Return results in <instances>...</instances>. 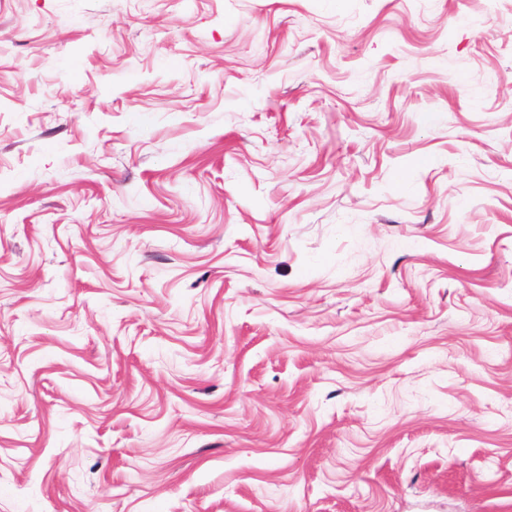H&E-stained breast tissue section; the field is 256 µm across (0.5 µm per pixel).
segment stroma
Segmentation results:
<instances>
[{
  "label": "stroma",
  "mask_w": 512,
  "mask_h": 512,
  "mask_svg": "<svg viewBox=\"0 0 512 512\" xmlns=\"http://www.w3.org/2000/svg\"><path fill=\"white\" fill-rule=\"evenodd\" d=\"M0 512H512V0H0Z\"/></svg>",
  "instance_id": "1"
}]
</instances>
